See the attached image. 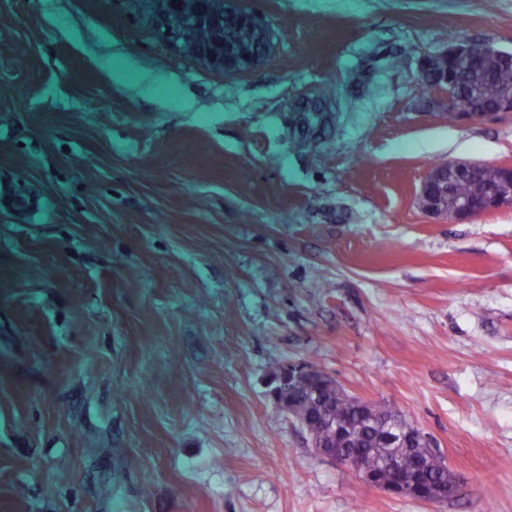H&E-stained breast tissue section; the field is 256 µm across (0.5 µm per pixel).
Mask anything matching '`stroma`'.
<instances>
[{"label":"stroma","instance_id":"1","mask_svg":"<svg viewBox=\"0 0 512 512\" xmlns=\"http://www.w3.org/2000/svg\"><path fill=\"white\" fill-rule=\"evenodd\" d=\"M240 3L272 50L227 74L137 0H0V512H512V207L418 202L435 164H512V113L419 81L512 50V0ZM312 360L455 495L317 455L272 397ZM471 45L470 57L473 60L483 59V49L484 53L490 57H506L512 55L511 51L500 50L490 45L472 43L471 41L456 42L449 46L448 50L443 53L435 55L427 54L420 58V75L425 71H432L436 75V79L431 87L430 78L421 77L422 89L426 94L431 88L430 95L434 99L448 98V106L452 107L454 112H451V114L455 118L482 120L503 113H511L512 92L510 91H504L496 101L486 105L482 110H475L458 90L461 81V74L458 67L461 63L468 61ZM441 59H448V70H437L436 63Z\"/></svg>","mask_w":512,"mask_h":512}]
</instances>
